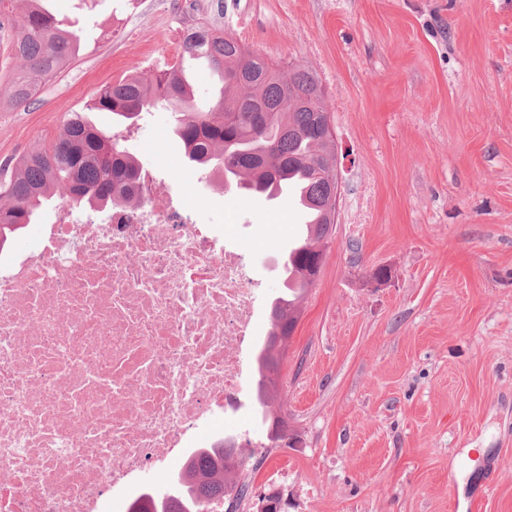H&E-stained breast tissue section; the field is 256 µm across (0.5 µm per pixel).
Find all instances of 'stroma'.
<instances>
[{
    "instance_id": "35a3bbf8",
    "label": "stroma",
    "mask_w": 512,
    "mask_h": 512,
    "mask_svg": "<svg viewBox=\"0 0 512 512\" xmlns=\"http://www.w3.org/2000/svg\"><path fill=\"white\" fill-rule=\"evenodd\" d=\"M81 50L34 101L8 102L0 26V159L48 142L72 112L177 189L195 220L243 225L266 332L300 231L289 197L246 196L191 166L159 108L113 125L89 104L106 84L180 64L197 102L215 90L175 28L207 20L318 81L342 196L278 398L294 436L260 458L238 512H512V0H50ZM389 271L385 281L374 272ZM225 432L260 442L250 393Z\"/></svg>"
}]
</instances>
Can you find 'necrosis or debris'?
<instances>
[{
	"label": "necrosis or debris",
	"mask_w": 512,
	"mask_h": 512,
	"mask_svg": "<svg viewBox=\"0 0 512 512\" xmlns=\"http://www.w3.org/2000/svg\"><path fill=\"white\" fill-rule=\"evenodd\" d=\"M130 203L59 204L0 255V512H100L106 492L220 435L261 340L235 239L141 175Z\"/></svg>",
	"instance_id": "obj_1"
}]
</instances>
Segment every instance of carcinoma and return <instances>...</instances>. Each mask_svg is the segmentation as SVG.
Here are the masks:
<instances>
[{
    "mask_svg": "<svg viewBox=\"0 0 512 512\" xmlns=\"http://www.w3.org/2000/svg\"><path fill=\"white\" fill-rule=\"evenodd\" d=\"M20 18L12 41L21 62L11 79L9 103L27 104L36 88L56 77L75 55L76 38L36 0ZM182 54L206 61L215 81L238 94L220 96L203 108L180 67L165 66L149 74L120 79L103 87L90 109L110 112L134 124L142 113L173 106V135L183 144L190 163L240 191L269 200L289 193L291 175L301 178L316 219L304 228L301 243L288 251L285 272L297 288L281 292L270 305V327L255 357V399L262 409L266 442L220 439L191 452L172 488L146 489L126 512H236L251 483L250 462L272 448L290 447L288 417L272 409L277 398L288 342L301 315V301L322 267L324 241L335 221L327 211L329 186L320 163L335 149L325 137L320 113L327 111L319 84L297 66L286 79L235 37L210 22L187 29ZM138 163L116 147L112 134L81 112L68 114L45 147L0 163V251L9 239L33 223L43 207L58 196L78 207H110L130 199Z\"/></svg>",
    "mask_w": 512,
    "mask_h": 512,
    "instance_id": "carcinoma-1",
    "label": "carcinoma"
}]
</instances>
